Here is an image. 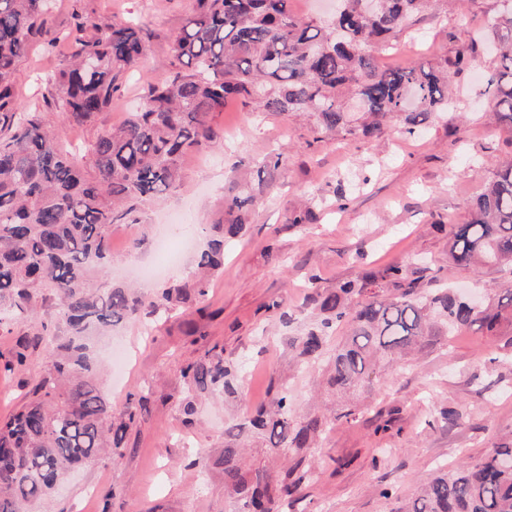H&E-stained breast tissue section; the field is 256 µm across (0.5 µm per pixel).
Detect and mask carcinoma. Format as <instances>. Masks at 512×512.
Instances as JSON below:
<instances>
[{"label":"carcinoma","instance_id":"1","mask_svg":"<svg viewBox=\"0 0 512 512\" xmlns=\"http://www.w3.org/2000/svg\"><path fill=\"white\" fill-rule=\"evenodd\" d=\"M484 40L501 70L488 86L493 116L512 129V0H498ZM182 29L173 37L175 70L149 84L138 111L118 126L100 131L80 156L62 148L47 112L19 106L13 75L17 63L47 38L55 0H0V330L12 331L20 317L35 313L37 299L57 300V322H40L31 344L44 346L48 373L13 416L0 420V512H23L25 504L49 497L71 468L122 447L137 411H117L102 394L87 353V333L156 313L190 294L203 297L209 277L224 266V239L249 223V206L263 192L288 155L264 163L255 192L224 195L227 224L197 261V270L172 281L154 300L132 288H96L92 274L112 262L109 229L127 223L135 202L173 195L184 180L183 159L193 151L224 143L211 114L233 99L263 112L307 115L320 135L383 133V122L399 119L415 132L433 114L458 107L450 70L478 62L477 41L457 48L442 63L382 69L376 53L393 49L410 32L431 0H340L336 20L321 26L291 12L289 0H192ZM68 63L47 78L48 112L67 121L92 123L112 106L119 80L145 52L141 28L132 22L96 20L75 12L66 36ZM453 261L464 267L500 265L512 270V159L497 163L469 218L452 231ZM318 321L293 340L306 368L326 362L328 384L357 393L332 417L292 416L288 388L260 406L250 426L268 447L292 460L280 475L245 467L233 430L215 461L238 512H283L301 501L299 487L313 475L308 454L327 427L351 421L382 370H397L411 355L429 352L474 326L493 327L512 317V289L477 310L448 288L422 289L406 267L369 271L314 298ZM346 326L336 348L326 349L329 330ZM224 349L213 346L180 370L187 392L186 415L206 392L234 393ZM512 439L488 449L475 462L432 476L404 505L390 512H512Z\"/></svg>","mask_w":512,"mask_h":512}]
</instances>
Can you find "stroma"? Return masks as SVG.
Instances as JSON below:
<instances>
[{"instance_id":"obj_1","label":"stroma","mask_w":512,"mask_h":512,"mask_svg":"<svg viewBox=\"0 0 512 512\" xmlns=\"http://www.w3.org/2000/svg\"><path fill=\"white\" fill-rule=\"evenodd\" d=\"M189 7L190 0H58L54 31H67L77 9L136 22L147 35L144 56L124 74L111 109L96 124L72 127L50 114L62 146L89 143L99 129L122 124L138 108L149 83L172 70L169 38ZM495 8V0H458L431 9L414 37L380 54L378 65L453 57L485 30ZM65 53L38 44L19 61L13 81L22 107L42 103L41 77L60 66ZM495 68L485 59L454 75L466 103L462 115L430 118L412 135L395 121L373 142L357 134L318 139L307 119H285L240 101L213 113L224 145L187 154L178 194L139 202L128 223L113 225L103 284H135L138 266L160 262L163 224L192 237L180 254L179 272L188 274L226 221L225 187L237 178L256 181L273 150L286 151L288 165L256 198L243 232L226 240L224 267L206 296L95 333L90 347L103 368L106 396L119 408L147 396L148 412L130 426L121 454L76 468L29 512H236L220 469L203 470L192 461L216 456L225 429L269 403L274 388L288 387L297 418L319 403L335 405L321 372L299 369L291 346L317 321V293L395 263L416 272L428 288L448 282L500 296L512 289V271L456 265L448 248L452 226L466 221L496 162L512 158V133L486 116V79ZM310 202L315 218L289 224V214ZM510 336L507 320L475 327L383 373L372 410L331 426L315 451L314 474L301 489L305 512H388L411 499L438 467L477 460L511 436L512 350L503 346ZM216 344L239 389L198 398L193 417H185V390L176 374ZM48 366L46 352L38 350L24 367L0 369V419L21 408ZM446 407L459 412L461 425L441 418ZM384 488L391 499L380 497Z\"/></svg>"}]
</instances>
